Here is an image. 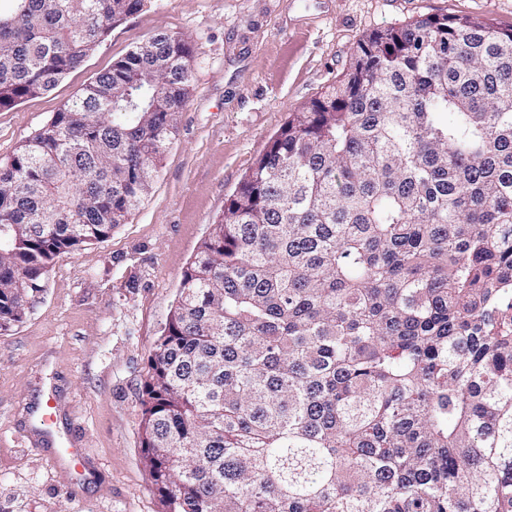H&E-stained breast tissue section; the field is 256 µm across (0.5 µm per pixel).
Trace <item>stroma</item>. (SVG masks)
Wrapping results in <instances>:
<instances>
[{
	"instance_id": "obj_1",
	"label": "stroma",
	"mask_w": 512,
	"mask_h": 512,
	"mask_svg": "<svg viewBox=\"0 0 512 512\" xmlns=\"http://www.w3.org/2000/svg\"><path fill=\"white\" fill-rule=\"evenodd\" d=\"M446 13L512 29V0H146L54 89L0 109L3 162L155 32L194 48L190 100L151 194L108 241L59 256L0 335V512H163L140 386L183 271L271 137L367 34ZM61 448L82 449L86 481L70 484Z\"/></svg>"
}]
</instances>
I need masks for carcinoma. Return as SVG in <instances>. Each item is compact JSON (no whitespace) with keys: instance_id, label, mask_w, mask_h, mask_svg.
<instances>
[{"instance_id":"obj_1","label":"carcinoma","mask_w":512,"mask_h":512,"mask_svg":"<svg viewBox=\"0 0 512 512\" xmlns=\"http://www.w3.org/2000/svg\"><path fill=\"white\" fill-rule=\"evenodd\" d=\"M0 108L145 0H11ZM193 49L137 44L0 164V335L150 194ZM164 512H512V29L362 39L228 196L148 358Z\"/></svg>"}]
</instances>
